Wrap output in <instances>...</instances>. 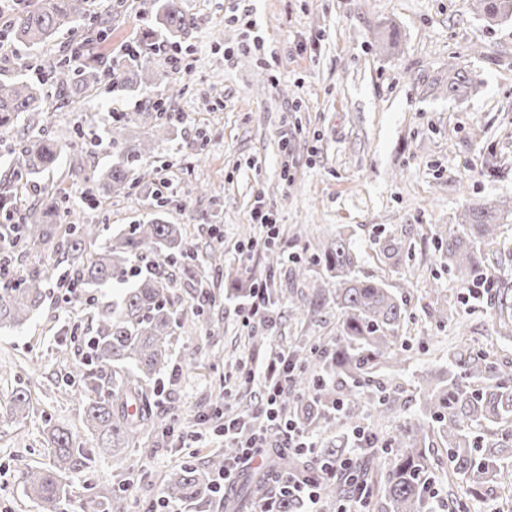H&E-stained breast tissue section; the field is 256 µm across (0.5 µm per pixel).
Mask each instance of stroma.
I'll list each match as a JSON object with an SVG mask.
<instances>
[{"mask_svg":"<svg viewBox=\"0 0 512 512\" xmlns=\"http://www.w3.org/2000/svg\"><path fill=\"white\" fill-rule=\"evenodd\" d=\"M182 8L195 26L173 41L144 32L154 0H96L93 22H112L102 57L122 64L128 44L150 41L154 76L120 92L101 83L63 105L52 128L63 153L40 183L65 184L91 221L120 230L161 215L185 226L198 259L212 245L223 249L224 267L208 288L215 300L210 325L190 320L196 284L179 277L177 268L166 269L184 322L170 339L171 354L177 360L193 353L195 364L165 383L157 403L183 417L182 432L202 439L192 450H156L148 435L138 449L97 452L90 468L66 479L68 512H97L101 497L118 489L126 492L127 512H141L186 457L201 466L223 451L215 410L259 402L257 383L230 376L241 358L266 361L247 342L243 300L234 293L265 278L268 251L250 221L255 198L278 212L277 251L310 261L312 278L325 272L312 255L341 234L359 257V276L407 299L401 334L411 360L382 371L397 389L387 411L364 417L366 431L387 437L416 410L422 376L445 369L449 345L490 347L499 361L512 360V339L498 332L493 295L468 299L444 265L436 237L466 203L512 201V19L487 27L464 0H182ZM251 26L269 55L241 51ZM176 44L189 65L179 75L162 54ZM452 67L471 78L467 96L449 97ZM160 98L170 110L171 135L138 165L127 197L91 205L88 184L74 168L89 173L112 160L116 151L103 135L113 118L144 111ZM287 157L294 163L286 172ZM162 169L171 172L175 191L161 209L153 192ZM390 240L403 246L400 263L380 254ZM252 243L257 249L251 253ZM424 279L455 303L460 319L435 324L433 300L420 286ZM274 286L280 301L271 349L335 337L332 301L299 322L289 314V300L301 283L283 267ZM64 294L48 284L45 303L27 326L0 330V512H42L24 495L18 472L50 464L51 428L93 443L71 379L89 356L97 293L83 292L77 303L65 302ZM18 389L27 390L30 405L15 414L10 406ZM201 414L209 422L198 423ZM430 461L437 494L426 512H512L511 488L494 487L475 500L450 473L443 449L432 450Z\"/></svg>","mask_w":512,"mask_h":512,"instance_id":"1","label":"stroma"}]
</instances>
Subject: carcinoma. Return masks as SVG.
Here are the masks:
<instances>
[{
  "mask_svg": "<svg viewBox=\"0 0 512 512\" xmlns=\"http://www.w3.org/2000/svg\"><path fill=\"white\" fill-rule=\"evenodd\" d=\"M470 5L488 24L512 18V0H470ZM86 0H30L15 15L11 27L14 42L33 48H49L55 38L82 24L87 16ZM155 21L170 37L178 38L193 26L179 0H160ZM84 58L79 70L71 68V56L49 55L45 67L54 95L45 87L25 82L0 83V136H8L19 121L30 133L19 152L11 153L10 180L22 190L34 187L35 179L53 169L62 153L59 141L47 132L52 123L54 98L75 95L107 80L114 88L145 81L152 72L151 57L142 52L124 66L111 70L91 48H70ZM469 77L460 70L448 77V94L460 96ZM133 120L143 124L145 139L127 142V123L117 120L104 132L118 154L108 166L93 171L87 179L93 192L107 201L128 195L132 170L167 139L170 123L164 113L138 112ZM21 208L19 223L9 230L11 246L25 252L48 246L66 256L72 267L68 287L112 288V299L102 302L95 314L96 329L90 340L93 357L80 372L77 393L84 412V425L102 450L135 447L142 434L166 437L178 418L157 410L145 387L173 376L169 354L170 337L178 326L173 310L172 279L160 273H135L136 261L153 254L158 261L182 268L192 279L202 277L194 254L186 247L184 228L161 218L146 224H131L112 234L107 224H94L70 203L61 187H43L29 205L19 196H0V209ZM512 216V206L483 203L464 210L460 222L444 224L437 245L457 281L466 286L487 274L486 254L497 244L502 222ZM328 277L314 280L313 297L292 302L291 315L303 320L309 306L335 286L333 301L339 312L336 338L324 345L295 348L298 365L296 390L285 405L310 432L333 426L331 411L343 424L355 429L363 418V387L376 384V376L387 364L404 366L407 349L399 343L407 315V300L377 280L355 274L358 258L348 239L340 235L324 248L322 257ZM11 256L0 260V326L25 325L44 303V288L60 279L57 265L38 262L13 272ZM498 324L512 332V287L495 290ZM48 443L51 463L47 467H25L19 479L25 495L44 505L46 512H64L66 476L81 472L94 462L92 449L84 447L67 429L55 428ZM349 441L329 439L323 457L346 454ZM389 469L381 456L371 453L359 462L360 470L378 479L386 501V512H424V481L431 465L426 453L438 446L448 454L451 472L464 479L471 496L477 498L493 483L512 485V366L500 364L487 352L461 347L451 354L448 370L435 375L419 393L418 409L404 418L387 439ZM226 448L206 461L205 469L184 464L169 474L164 491L172 500L200 499L211 493L206 473L224 468ZM277 464L304 476L317 473L303 460L282 455ZM274 512H296L300 502L278 494L271 500Z\"/></svg>",
  "mask_w": 512,
  "mask_h": 512,
  "instance_id": "cac0c4a2",
  "label": "carcinoma"
}]
</instances>
